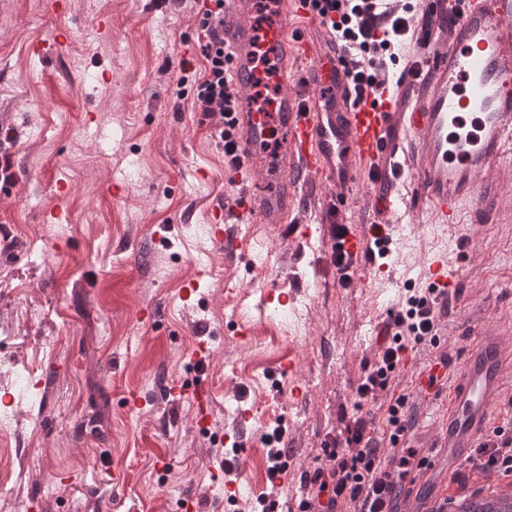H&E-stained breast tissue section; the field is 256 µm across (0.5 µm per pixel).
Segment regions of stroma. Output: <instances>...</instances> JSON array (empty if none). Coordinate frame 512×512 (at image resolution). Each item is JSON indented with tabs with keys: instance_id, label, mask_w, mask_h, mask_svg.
<instances>
[{
	"instance_id": "1",
	"label": "stroma",
	"mask_w": 512,
	"mask_h": 512,
	"mask_svg": "<svg viewBox=\"0 0 512 512\" xmlns=\"http://www.w3.org/2000/svg\"><path fill=\"white\" fill-rule=\"evenodd\" d=\"M67 3L59 14L50 0H0V153L14 173L13 192L0 195V512H21L32 499L41 512H180L186 497L198 512H251L268 490L263 436L278 426L288 488L276 497L292 502L327 432L358 411L355 390L377 333L424 288L438 239L467 240L454 261L462 292L442 319L451 348L466 350L455 332L461 314L512 324V155L487 176L500 190L490 221L416 236L412 226L429 221L419 205L393 228L386 257L358 260L350 285L329 261L325 186L303 190L295 214L310 238L246 224L248 256L226 253L209 240L210 210L234 192L277 185L236 180L215 118L194 111L192 88L177 86L181 61L202 66L198 0ZM101 15L111 35L93 31ZM61 28L59 56L30 54ZM58 180L70 186L66 197L55 193ZM59 207L69 222H46ZM384 265L393 280L372 279ZM192 281L196 291L183 297ZM270 288L294 302L263 304ZM148 305L150 321L140 316ZM240 321L250 335H235ZM202 340L210 353L199 367L191 353ZM438 353L409 351L392 387L359 411L375 431L391 398L409 393L414 372ZM290 361L294 374H282ZM197 377L210 389L205 429L194 425L190 400L164 393L165 380ZM131 390L145 397L133 412L124 405ZM244 409L252 420L237 449L246 465L229 504L219 462L234 449L224 436Z\"/></svg>"
}]
</instances>
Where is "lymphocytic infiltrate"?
I'll return each instance as SVG.
<instances>
[{"instance_id":"obj_1","label":"lymphocytic infiltrate","mask_w":512,"mask_h":512,"mask_svg":"<svg viewBox=\"0 0 512 512\" xmlns=\"http://www.w3.org/2000/svg\"><path fill=\"white\" fill-rule=\"evenodd\" d=\"M308 4L346 53L354 81L373 90L385 83L391 65L399 61L396 43L410 41L421 23L407 0H389L383 11L378 0H308ZM198 19L204 71L192 79L181 76L178 83L193 84L195 111L223 120L239 103L224 52V0H202ZM446 306L444 293L432 288L407 297L391 316L385 326L386 344L356 388L357 415L346 422L341 435L327 436L320 462L301 481L306 512H337L344 505L351 512H383L387 488L371 480L369 473L385 450L359 410L391 387L409 349L436 344ZM474 466L482 475L512 480L511 419L493 428L491 439L477 448Z\"/></svg>"}]
</instances>
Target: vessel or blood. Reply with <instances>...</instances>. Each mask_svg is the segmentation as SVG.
Instances as JSON below:
<instances>
[{"label": "vessel or blood", "mask_w": 512, "mask_h": 512, "mask_svg": "<svg viewBox=\"0 0 512 512\" xmlns=\"http://www.w3.org/2000/svg\"><path fill=\"white\" fill-rule=\"evenodd\" d=\"M275 18L263 29L252 24L253 0H224V49L228 73L239 95L233 135L242 170L279 180L278 191L257 196L253 205L226 202L211 216L215 242L228 235L227 223L288 224L309 238L307 225L292 221L301 189L335 187L337 196L380 208V234L392 228L399 208L424 202L443 227L483 221L495 190L480 181L512 152V0H421L431 23L407 52L409 70L394 76L382 95L356 92L343 52L330 33L319 44L289 36L280 17L303 12L301 0H271ZM312 57L306 74L296 54ZM274 66L279 91L271 113L250 105L261 59ZM473 119L475 139H451L449 127ZM280 138L277 160H268L266 142ZM373 163V181L362 187L357 162ZM430 285L457 293L459 279L439 251L426 271ZM471 345L461 361L434 359L420 366L412 387L415 405L448 396L430 440L418 448V467L403 483H392L388 512H429L433 501L453 494L454 479L472 461L485 434L499 421L498 410L512 381V344L488 319H466ZM165 393L196 408V424L210 422L209 396L198 381L168 382Z\"/></svg>", "instance_id": "b4317fda"}]
</instances>
